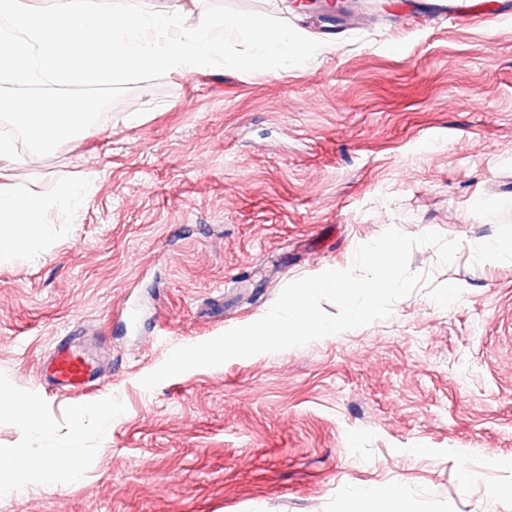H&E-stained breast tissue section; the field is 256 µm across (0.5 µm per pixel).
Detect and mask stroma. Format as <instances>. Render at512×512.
I'll list each match as a JSON object with an SVG mask.
<instances>
[{"mask_svg": "<svg viewBox=\"0 0 512 512\" xmlns=\"http://www.w3.org/2000/svg\"><path fill=\"white\" fill-rule=\"evenodd\" d=\"M283 19L321 49L278 73L213 67L131 84L100 122L0 176L54 195L83 178L77 215L49 212L36 260L0 263V457L41 459L51 421L81 477L17 474L0 512H341L401 489L409 512H512V0H370L342 33L331 0H222ZM136 124H126L129 114ZM395 226L460 240L410 268L462 286L300 347L195 368L144 389L176 347L261 318L282 289L351 267ZM105 356L85 393L45 390L66 336ZM113 405L107 432L80 411Z\"/></svg>", "mask_w": 512, "mask_h": 512, "instance_id": "35a3bbf8", "label": "stroma"}]
</instances>
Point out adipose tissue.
<instances>
[{
    "label": "adipose tissue",
    "mask_w": 512,
    "mask_h": 512,
    "mask_svg": "<svg viewBox=\"0 0 512 512\" xmlns=\"http://www.w3.org/2000/svg\"><path fill=\"white\" fill-rule=\"evenodd\" d=\"M87 201L85 184L80 180L62 184L51 196L37 193L19 182L0 184V262L16 258L20 243H27L29 253L34 254L41 246L50 242L55 227L44 221L48 211H74ZM29 424L34 432L48 440L41 463H34L26 454L16 453L0 459V472H20L35 468L42 479H54L61 451L50 443L53 426L38 417L30 418Z\"/></svg>",
    "instance_id": "1"
}]
</instances>
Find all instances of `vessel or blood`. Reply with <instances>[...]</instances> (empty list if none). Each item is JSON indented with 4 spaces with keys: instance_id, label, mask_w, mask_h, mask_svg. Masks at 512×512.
<instances>
[{
    "instance_id": "b4317fda",
    "label": "vessel or blood",
    "mask_w": 512,
    "mask_h": 512,
    "mask_svg": "<svg viewBox=\"0 0 512 512\" xmlns=\"http://www.w3.org/2000/svg\"><path fill=\"white\" fill-rule=\"evenodd\" d=\"M43 369L50 387L79 391L97 381L99 364L83 342L68 338L55 345Z\"/></svg>"
}]
</instances>
